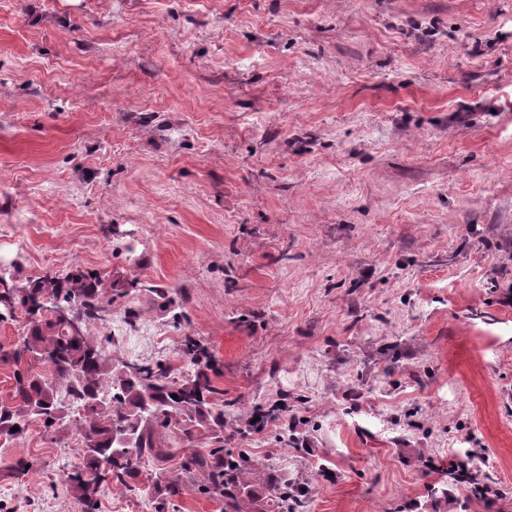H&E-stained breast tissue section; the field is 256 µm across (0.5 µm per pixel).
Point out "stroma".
<instances>
[{"mask_svg":"<svg viewBox=\"0 0 512 512\" xmlns=\"http://www.w3.org/2000/svg\"><path fill=\"white\" fill-rule=\"evenodd\" d=\"M0 268L139 282L90 336L207 347L302 512H512V0H0ZM81 449L0 507L80 512Z\"/></svg>","mask_w":512,"mask_h":512,"instance_id":"35a3bbf8","label":"stroma"}]
</instances>
